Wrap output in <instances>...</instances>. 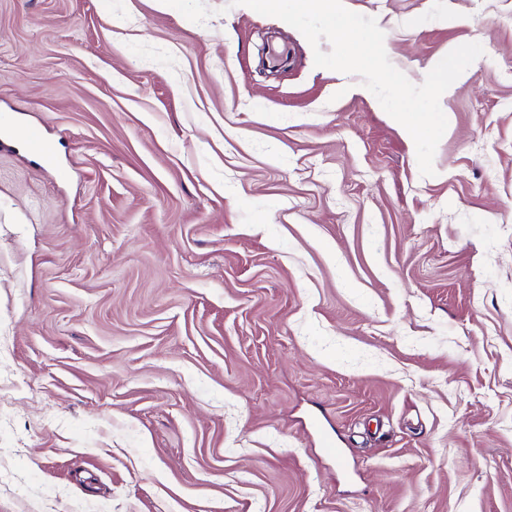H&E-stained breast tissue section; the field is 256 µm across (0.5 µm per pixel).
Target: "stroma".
<instances>
[{"label":"stroma","mask_w":512,"mask_h":512,"mask_svg":"<svg viewBox=\"0 0 512 512\" xmlns=\"http://www.w3.org/2000/svg\"><path fill=\"white\" fill-rule=\"evenodd\" d=\"M206 4L0 0V512H512V0H346L484 49L431 176Z\"/></svg>","instance_id":"1"}]
</instances>
